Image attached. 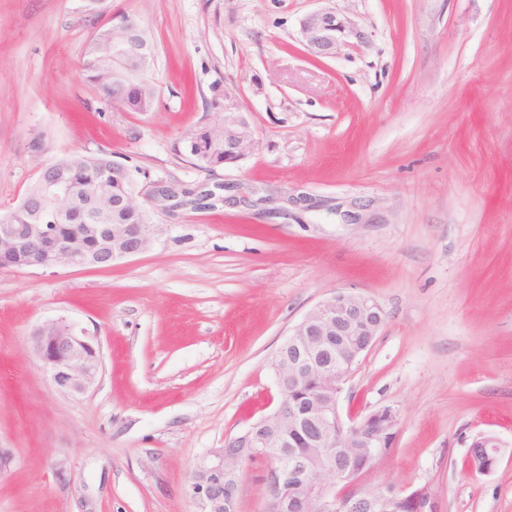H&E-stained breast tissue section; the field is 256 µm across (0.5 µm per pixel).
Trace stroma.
<instances>
[{
  "label": "stroma",
  "mask_w": 512,
  "mask_h": 512,
  "mask_svg": "<svg viewBox=\"0 0 512 512\" xmlns=\"http://www.w3.org/2000/svg\"><path fill=\"white\" fill-rule=\"evenodd\" d=\"M325 5L366 39L316 59L299 29ZM124 14L150 36V112L85 77ZM224 88L255 144L203 171L175 146ZM100 151L223 199L156 213L153 247L109 269L0 270V512H198L196 464L278 405L275 351L338 290L385 312L340 410L399 415L361 483L512 512V0H0V216L39 163ZM58 318L102 354L78 396L30 344ZM486 432L507 448L484 476ZM266 468L245 464L238 512H264ZM471 442H478L483 446V448H471L476 457H480L484 453L479 460H476L469 452L471 467L481 475H488L492 473L500 461L503 454V448L506 447L504 442L499 437L491 433L478 434Z\"/></svg>",
  "instance_id": "stroma-1"
}]
</instances>
